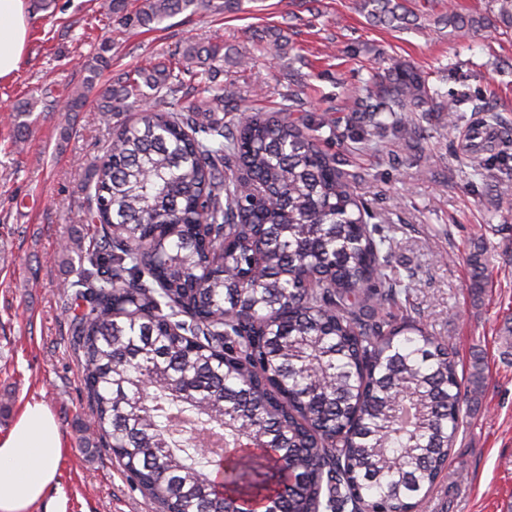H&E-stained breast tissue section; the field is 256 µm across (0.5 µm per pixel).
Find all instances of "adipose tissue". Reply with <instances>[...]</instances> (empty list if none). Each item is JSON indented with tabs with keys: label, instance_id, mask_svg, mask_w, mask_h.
Masks as SVG:
<instances>
[{
	"label": "adipose tissue",
	"instance_id": "1",
	"mask_svg": "<svg viewBox=\"0 0 512 512\" xmlns=\"http://www.w3.org/2000/svg\"><path fill=\"white\" fill-rule=\"evenodd\" d=\"M28 28L27 0H0V80L17 72ZM62 454L54 414L43 402L28 401L9 435L0 439V512H30L44 500L57 481Z\"/></svg>",
	"mask_w": 512,
	"mask_h": 512
}]
</instances>
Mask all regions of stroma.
Returning a JSON list of instances; mask_svg holds the SVG:
<instances>
[{"instance_id":"obj_1","label":"stroma","mask_w":512,"mask_h":512,"mask_svg":"<svg viewBox=\"0 0 512 512\" xmlns=\"http://www.w3.org/2000/svg\"><path fill=\"white\" fill-rule=\"evenodd\" d=\"M494 0H408L418 27L371 25L361 0H240L238 10L201 8L146 27L108 17L105 0H28L30 39L17 73L0 81V437L26 401L44 402L56 416L66 452L48 495L67 512H157L112 453L99 445L72 345L73 311L64 291L77 265L64 263L60 243L82 229L87 175L105 153L124 112L104 121L99 102L66 109L102 42L108 85L122 74L167 61L178 47L223 44L231 59L225 84L251 112L273 113L296 94L313 119H338L329 152L356 172L354 192L393 240L388 265L409 288L407 313L429 333L449 340L458 376L469 382L484 365L478 402L464 405L450 463L418 512H512V355L502 345L512 323V175L491 157L472 175L464 151L469 122L449 128L443 113L423 118L412 148L393 129L374 133L377 149H360L349 106L372 75L394 63L424 72L445 101L463 111L486 104L512 131V26L493 20ZM490 17L466 38L435 19L448 7ZM281 37L283 51L269 49ZM35 108L19 118V103ZM26 130H19V121ZM482 251L488 286L469 288L470 254ZM98 444L87 453L85 440Z\"/></svg>"}]
</instances>
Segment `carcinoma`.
Masks as SVG:
<instances>
[{
    "label": "carcinoma",
    "mask_w": 512,
    "mask_h": 512,
    "mask_svg": "<svg viewBox=\"0 0 512 512\" xmlns=\"http://www.w3.org/2000/svg\"><path fill=\"white\" fill-rule=\"evenodd\" d=\"M375 25L403 29L405 0H363ZM210 0H145L133 20L160 24ZM450 34L485 16L448 8ZM224 46L194 43L99 93L102 114L140 112L93 166L85 221L61 253L81 264L70 284L74 350L99 436L150 499L173 512H316L336 498L368 512H416L447 468L462 418L457 362L443 339L397 322L407 290L386 274L391 240L351 190L356 178L322 148L296 108L240 109L220 80ZM100 45L69 110L80 111L107 66ZM202 94L182 104L186 88ZM152 97L166 110H142ZM416 67L395 63L355 95L351 112L380 117L413 142L399 112H448ZM232 113L226 121L217 110ZM508 140L472 150L512 157ZM229 272L205 276L211 264ZM471 288L487 283L470 256ZM221 450L204 454L207 434Z\"/></svg>",
    "instance_id": "carcinoma-1"
}]
</instances>
